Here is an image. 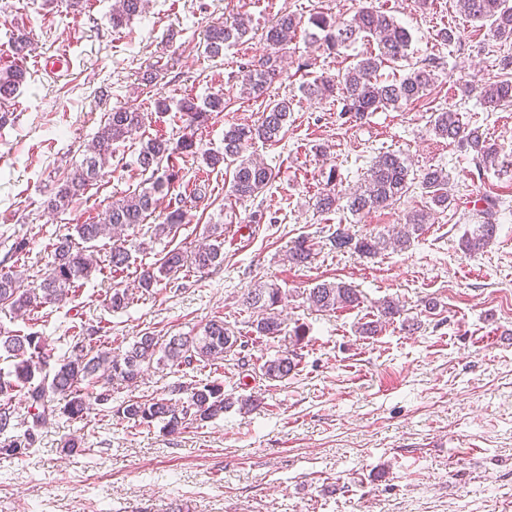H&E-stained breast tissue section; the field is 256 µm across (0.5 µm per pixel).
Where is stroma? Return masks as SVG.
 <instances>
[{
	"label": "stroma",
	"instance_id": "stroma-1",
	"mask_svg": "<svg viewBox=\"0 0 512 512\" xmlns=\"http://www.w3.org/2000/svg\"><path fill=\"white\" fill-rule=\"evenodd\" d=\"M113 2L0 0V56L22 33L31 54L57 61L52 69L29 65L10 121L0 127V261L25 237L29 253L17 269L44 274L49 242L88 218L103 219L112 200L139 189L140 145L126 142L110 174L79 203L62 213L44 206L108 110L137 108L150 115L147 135L181 136L144 90L151 69L160 73L158 91L175 101L224 92V112L197 133L206 149L222 147L229 126L257 122L268 101L288 98L282 140L249 149L274 178L256 198L233 203L229 175L216 168L176 236L154 239L146 224L122 232L137 247V264L147 267L168 250L194 251L205 225H223L221 267L180 270L150 292L134 288L133 304L118 313L103 304L112 279L96 273L65 303L30 318L0 311V328L42 332L62 353L72 343L70 326L80 321L102 325L112 349L144 332L185 334L215 317L250 336L257 314L247 294L263 284L299 291L343 281L365 301L327 315L288 301L281 334L241 349L238 359L177 373L152 367L134 385H113L112 401L93 406L84 420L57 415L38 431L29 457L0 459V512H512V170L478 169L471 154L429 130L431 113L452 109L512 146V106L492 111L461 94L463 84L501 76L500 60L512 46L467 19L456 0H150L145 16L119 28L109 22ZM362 6L395 16L412 38L409 60L384 68V76L398 78L409 64L424 63L437 82L419 101L356 122L341 114L338 101L310 98L303 88L370 49L363 40L333 54L318 48L307 37L310 16L347 19ZM283 13L300 25L282 73L265 96L249 97L241 91L242 71L266 54L261 35ZM238 15L250 21V40L207 57L205 29ZM444 28L454 41L440 40ZM384 151L417 170L445 167L451 204L404 251L363 258L330 249L325 240L336 225L359 235L383 232L427 208L414 187L391 208L357 217L313 210L326 171L353 187ZM487 196L502 202L497 237L469 258L460 238L478 223V202ZM302 235L315 250L299 268L284 254ZM388 297L404 305L418 329L394 322L378 336L357 335L358 323L375 315V302ZM429 300L435 310H426ZM298 326L305 338L297 370L282 381L265 379L261 365L291 347ZM214 379L225 393L258 396L260 405L176 434L132 426L116 412L128 399L185 401L191 386ZM72 435L83 450L68 455L61 447Z\"/></svg>",
	"mask_w": 512,
	"mask_h": 512
}]
</instances>
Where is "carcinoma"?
I'll return each instance as SVG.
<instances>
[{
  "instance_id": "obj_1",
  "label": "carcinoma",
  "mask_w": 512,
  "mask_h": 512,
  "mask_svg": "<svg viewBox=\"0 0 512 512\" xmlns=\"http://www.w3.org/2000/svg\"><path fill=\"white\" fill-rule=\"evenodd\" d=\"M459 9L475 22L489 25L492 36L500 42L512 41V6L509 0H457ZM148 0H116L109 21L114 27L146 12ZM311 24L322 33V46L329 52L349 46L360 39L376 43V52L361 58L343 74L324 76L306 88L310 96L327 98L341 93V112L351 119L363 120L369 115L396 109L428 95L436 82L434 71L426 66H412L409 72L395 82L377 77L387 63L408 59L409 32L381 10L362 7L347 20H336L323 12L311 17ZM298 23L294 16L283 14L262 34L269 53L254 62L242 75L241 87L246 94H263L276 76L281 74L279 61L287 49ZM250 33L249 21L239 17L232 23L210 25L204 35V51L218 58L224 46L242 42ZM28 71L16 62H0V104L9 101L26 81ZM156 113L176 111L183 123V133L173 140L164 133L144 140L140 138L146 127L148 114L128 107L112 109L95 141L80 164L61 183L47 201V209L63 212L82 198L94 182L105 175L115 149L113 144L125 140H139L141 148L136 162L143 173H150L148 185L140 191L112 201L105 221H87L76 224L73 232L57 238L49 245L48 272L29 282L17 276L12 268L0 266V309L8 308L19 314L35 312L43 307L59 304L68 298L76 283L89 279L100 271L95 255V242L112 238L116 230L134 227L146 222L155 213L159 196L182 182L183 174L177 159L201 156L207 167L220 165L232 172L229 193L241 201L257 196L272 180L273 171L264 163L245 156L257 141L275 144L282 140L290 118L288 99L273 100L263 109L261 120L251 125H235L224 130V147L204 150L197 141V131L204 128L212 115L225 108L224 92L219 90L204 99L186 96L174 103L161 92L153 94ZM479 97L491 108L512 105V77H507L480 88ZM430 130L438 138L463 145L472 153L475 163L484 169L512 167V150L483 137L463 123L460 114L452 110L434 112L430 116ZM418 185L430 199L431 205L445 210L451 202L448 193V170L432 166L415 173L408 162L394 153H382L375 158L358 189L347 195L337 188L336 168H330L326 187L314 197L313 208L319 214L347 210L357 216L363 212L386 209L404 196L412 185ZM432 212L414 211L406 223L393 233L356 237L343 224L328 235L330 247L336 251L352 252L372 258L388 249L400 251L417 238L430 223ZM481 223L466 232L460 242L462 251L471 256L486 249L496 239L499 210L497 202L485 200L479 210ZM188 223V209L167 206L162 222L154 225V235L169 237ZM313 243L307 236L297 237L289 247L286 259L295 266H306L312 257ZM131 251L125 243L115 241L109 251L108 266L119 274L131 265ZM199 271L224 263V227L206 225L205 243L190 254L175 248L159 261L139 273V287L149 291L163 281V277L179 271L185 263ZM285 296L275 284L261 285L251 291L247 303L259 311L251 322L256 338L280 335V313L276 311ZM303 303L321 313L352 310L363 302L360 292L345 282L323 281L301 294ZM132 297L116 285L107 299L112 312H123L130 307ZM377 318L361 324L359 334L376 336L383 324L401 315V306L394 300H385L377 306ZM99 329L80 324L74 326L71 349L56 354L50 338L34 331H4L0 329V357L11 362L8 370L0 368V456L22 459L29 454L35 431L61 413L73 420L84 418L95 404H105L112 397L115 381L134 384L144 370L158 365L182 369L197 362H209L242 347L241 337L224 320H209L201 332L179 334L169 338L145 332L119 353L97 349L93 345ZM298 366L297 349H289L261 365L262 376L281 381ZM21 395L27 404L31 426L23 436H9L14 427L15 397ZM254 396L234 398L224 393V384L213 380L191 388L187 403L179 406L166 398L146 400L128 399L118 405L116 413L133 426L154 423L169 434L179 433L191 425H201L219 418L236 406L246 410L254 406Z\"/></svg>"
}]
</instances>
